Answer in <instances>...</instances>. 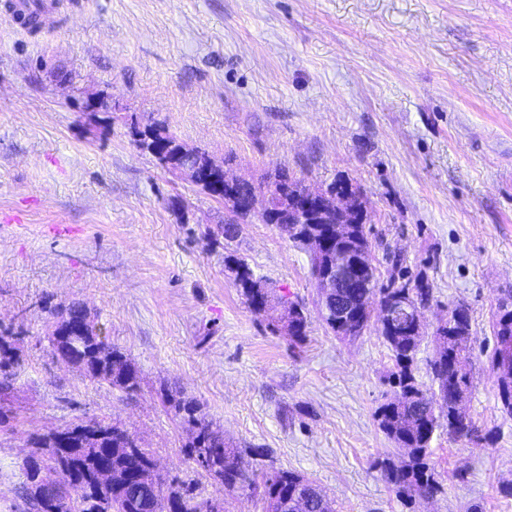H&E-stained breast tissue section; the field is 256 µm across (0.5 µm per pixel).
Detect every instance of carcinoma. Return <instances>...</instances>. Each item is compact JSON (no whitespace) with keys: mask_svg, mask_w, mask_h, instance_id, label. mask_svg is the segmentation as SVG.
Instances as JSON below:
<instances>
[{"mask_svg":"<svg viewBox=\"0 0 512 512\" xmlns=\"http://www.w3.org/2000/svg\"><path fill=\"white\" fill-rule=\"evenodd\" d=\"M229 270L234 281L242 290L247 304L257 299L262 301L289 299L275 297L267 281L255 277L248 264L237 259ZM386 283L380 276H374V291L387 297V291L398 286L409 292L413 301L425 306L432 296L430 288L421 284L414 286L403 281L399 260L392 261L387 270ZM51 315L60 327L49 336L51 347L55 348L74 334L72 319L83 322L85 328L77 361L90 379L101 381L127 394L139 388V374L127 356L111 346L103 335L102 328L84 311L82 304L73 302L51 310ZM376 321L381 337L392 352L394 371L392 395L378 407L376 419L382 432L404 452L405 459L395 464L383 463L385 480L397 494L407 499H423L434 496L440 486L434 470L428 463L431 442L440 429H448L455 437L469 436L474 431L470 418L456 417L457 405L452 399L448 403L434 404V398L448 394V388L462 389L461 400H466L470 382L467 366L472 356L473 336L468 310L456 307L448 321L451 328L436 329L433 340L444 345L446 360L435 358L429 361L430 387L418 382L415 375V356L422 338L409 335L399 325L388 326L381 319H373L370 313L362 320L341 318L332 313L323 318L325 325L340 338H357ZM288 336L301 340L306 336L308 321L304 309L295 312L293 322L286 323ZM495 337L494 352L491 356V371L498 387V396L503 410L512 415V299L498 304L493 322ZM17 359L8 357L6 340L0 336V392L10 389L15 381L13 367ZM167 402L174 410L183 429L187 431V455L210 477L224 488L250 495L256 490L255 481L244 480L249 472L242 453L229 447L224 435L210 432V422L201 414L198 401L188 397L177 388H163ZM97 428L111 430V434L82 450L66 451L58 446L57 435L78 429L94 431ZM30 448L25 467V481L17 495L23 503V512H171L170 505L177 502H193L191 512H207V500L197 499L195 488L183 482L169 485L145 466L152 457L146 448L139 452L129 450L128 431L117 423L104 420L93 423L72 424L46 436L32 435L27 441ZM106 459L112 467V482L101 485L95 480L96 462ZM56 475L52 488L45 489L44 472ZM314 481L304 475L279 471L264 482L263 497L267 512H335L334 502L324 491H319L318 501L307 509L292 505L294 496L301 487L312 486ZM288 507H283L285 502Z\"/></svg>","mask_w":512,"mask_h":512,"instance_id":"obj_1","label":"carcinoma"}]
</instances>
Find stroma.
Wrapping results in <instances>:
<instances>
[{"instance_id":"1","label":"stroma","mask_w":512,"mask_h":512,"mask_svg":"<svg viewBox=\"0 0 512 512\" xmlns=\"http://www.w3.org/2000/svg\"><path fill=\"white\" fill-rule=\"evenodd\" d=\"M0 0V335L17 350L0 432V512H20L30 434L120 423L169 480L224 512H264L187 456L163 385L201 405L264 483L302 474L336 512H512V416L490 369L512 292V0H52L21 30ZM153 120L254 183L278 170L367 202L379 273L400 256L431 288L420 381L457 306L473 334L474 437L441 432L432 499L405 507L378 466L376 409L394 360L377 327L321 320L306 249L258 217L219 231L223 202L135 147ZM244 259L308 315L304 341L247 305ZM86 306L137 369L128 395L58 362L55 306ZM344 321H341V319ZM373 315L371 313L365 314L362 321L353 320L351 317L336 316V313H330L327 317L323 318L325 325L340 338H357L370 326Z\"/></svg>"}]
</instances>
